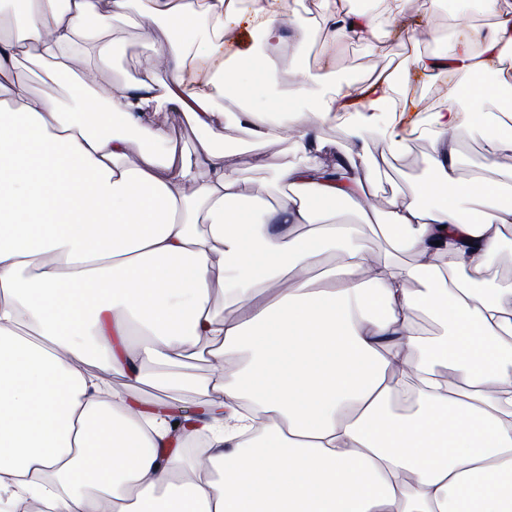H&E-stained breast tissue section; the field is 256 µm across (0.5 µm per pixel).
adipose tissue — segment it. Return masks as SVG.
<instances>
[{"mask_svg":"<svg viewBox=\"0 0 512 512\" xmlns=\"http://www.w3.org/2000/svg\"><path fill=\"white\" fill-rule=\"evenodd\" d=\"M361 4L317 0L289 34L280 0H0V497L39 496L43 512H512V280L488 268L512 202L457 167L466 126H494L489 163L512 156V0H487L494 23L458 28L450 53L416 57L448 102L428 117L429 177L380 227L415 260L370 272L357 225L332 218L344 204L370 222L368 146L397 148L392 118L417 104L391 70L337 88L338 50L390 33ZM133 12L152 18L142 37L171 83L157 92L146 72L102 96L111 45L91 30ZM242 22L257 49L235 47ZM314 42L288 107H222L245 69L276 88L261 49L290 44L296 61ZM26 59L68 79L65 102L35 89ZM350 109L345 153L299 138L301 161L274 173L289 195L247 204L225 125L275 138ZM164 112L202 132L194 152ZM336 248L342 264L312 287V259ZM216 288L237 316L218 317ZM204 346L218 367L202 387L227 415L203 425L205 458L163 456L169 418L128 411L102 375L138 384Z\"/></svg>","mask_w":512,"mask_h":512,"instance_id":"adipose-tissue-1","label":"adipose tissue"}]
</instances>
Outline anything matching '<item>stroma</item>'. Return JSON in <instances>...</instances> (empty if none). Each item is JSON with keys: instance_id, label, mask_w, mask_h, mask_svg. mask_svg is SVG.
Segmentation results:
<instances>
[{"instance_id": "35a3bbf8", "label": "stroma", "mask_w": 512, "mask_h": 512, "mask_svg": "<svg viewBox=\"0 0 512 512\" xmlns=\"http://www.w3.org/2000/svg\"><path fill=\"white\" fill-rule=\"evenodd\" d=\"M460 0H408L406 14L400 25L402 34H391L380 50H371L367 44L354 41L346 45L336 56V78L338 82L360 88L364 79L384 68L409 65L410 48L425 52H447L453 38V29L448 24L450 15L459 13ZM104 35L116 43L111 71L102 74L100 80L107 85L121 86L135 81L146 70H153L157 88H164L170 81L167 70L157 69L156 54L143 40L141 29L132 25L105 26ZM315 49L305 50L299 65L288 61L287 49L270 52V60L278 67L280 81L277 94H270L261 83L248 81L246 101H229L232 110H239L248 102L260 108L272 109L281 106L289 97L294 85L301 79L303 70L313 68ZM399 95L418 99L420 109L407 112L395 122L394 128L402 136V148L392 156H384L381 140L369 145L373 160L379 161L377 187L373 194L377 209H385L388 201L396 195L406 193L415 183L426 180L428 172L425 160L432 151L433 137L426 133L431 111L445 103L443 89L436 84L422 82L418 77L397 82ZM223 144L230 157L228 163L237 170L245 193L256 192L263 199L277 202L287 189L274 181V166L296 161L293 140L284 136L278 139L257 140L245 128L230 124L223 130ZM248 147L252 153L248 164H240L238 149ZM106 381L112 390L124 394L130 406L151 408L160 404L186 407L205 399L204 391L189 387L173 388L152 382L130 384L120 373L107 375Z\"/></svg>"}]
</instances>
